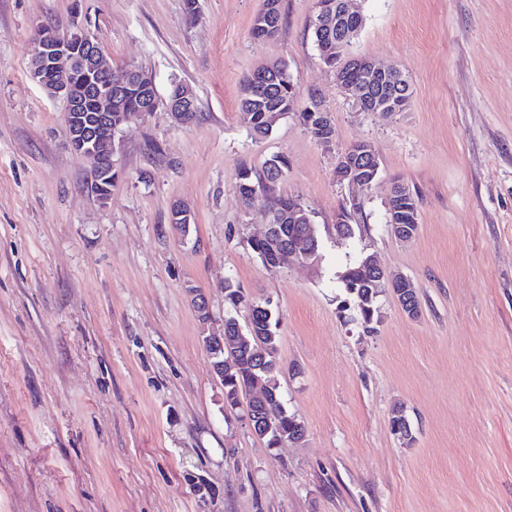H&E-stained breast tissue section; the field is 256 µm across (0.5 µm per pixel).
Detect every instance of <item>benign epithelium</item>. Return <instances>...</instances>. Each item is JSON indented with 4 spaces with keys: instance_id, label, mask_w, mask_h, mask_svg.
<instances>
[{
    "instance_id": "7a95c632",
    "label": "benign epithelium",
    "mask_w": 512,
    "mask_h": 512,
    "mask_svg": "<svg viewBox=\"0 0 512 512\" xmlns=\"http://www.w3.org/2000/svg\"><path fill=\"white\" fill-rule=\"evenodd\" d=\"M350 11L343 0L336 2V11L328 9V5H318L317 26L321 29L332 27L342 15ZM84 73L90 82L89 90L95 96V111H81V101L72 96L73 80L78 73ZM365 82L357 86H349L346 94L358 104L363 100L369 102L372 112L391 114L397 111L393 98H369V89L373 86L382 87L398 78L402 70L396 65L383 66L371 60L364 66ZM112 74L104 57L103 50L97 39L86 32L80 34H64L57 28H49L47 24L35 26L31 38L29 59L30 78L45 89L50 95L61 97L66 101L65 122L68 143L76 154L83 157L89 164L87 190L99 204L105 205L110 195L99 191L103 180L112 179L115 170L114 157L120 146L118 133L112 131V88L104 90L92 81V78ZM194 100L190 87H184L176 98L167 104V110L179 124L186 123L188 112L193 110ZM369 163L372 170H378L381 159L368 141H359L347 150L339 153L335 176L340 183L368 190L372 187L376 176L365 180L358 173L357 165ZM280 250L288 251V263L307 266L314 253L308 237L303 236ZM240 341L238 336H226L224 332H212L206 338V344L216 351L233 350Z\"/></svg>"
}]
</instances>
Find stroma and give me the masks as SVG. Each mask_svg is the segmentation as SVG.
I'll list each match as a JSON object with an SVG mask.
<instances>
[{"instance_id":"obj_1","label":"stroma","mask_w":512,"mask_h":512,"mask_svg":"<svg viewBox=\"0 0 512 512\" xmlns=\"http://www.w3.org/2000/svg\"><path fill=\"white\" fill-rule=\"evenodd\" d=\"M261 0H0V512H512V0H355L345 49L400 65L409 110L361 111L313 41L316 0H283L272 39L251 36ZM81 26L113 67L194 90L199 116L165 105L127 124L108 204L86 189L66 104L28 76L37 22ZM285 61L298 105L317 95L333 150L295 115L255 140L240 80ZM372 142L371 189L337 182L336 159ZM288 160L281 194L314 214L321 256L272 269L247 240L258 205L241 168ZM419 198L408 243L386 224L395 182ZM364 204L354 238L332 230ZM187 202L188 236L170 223ZM375 255L412 279L421 311L391 293L372 332L345 322L338 279ZM279 319L276 359L302 443L266 447L224 406L202 338L222 327L225 279ZM201 287L202 324L188 286ZM403 408L414 440L392 434Z\"/></svg>"}]
</instances>
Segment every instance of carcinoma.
<instances>
[{"instance_id": "cac0c4a2", "label": "carcinoma", "mask_w": 512, "mask_h": 512, "mask_svg": "<svg viewBox=\"0 0 512 512\" xmlns=\"http://www.w3.org/2000/svg\"><path fill=\"white\" fill-rule=\"evenodd\" d=\"M266 2L268 0H261V7L253 19L252 36L256 39L275 37L285 20L280 6L273 18H267ZM323 63L334 72L336 83L342 88L363 81V66L356 58L347 63L336 57L325 58ZM153 93V89L128 77L126 69L113 72L112 97L115 103L112 106V129L120 130L136 118ZM296 98L295 85L286 62L275 61L250 73L242 81L238 98V109L248 134L254 139L269 136L275 126L270 121L272 113L286 115L294 111ZM281 170H288V160L284 156H275L266 162L258 176L247 168L242 169L237 182L239 194L251 198L258 193L262 195L260 213L268 223L278 226L277 238H293L306 232L316 247H321L318 230L303 229L291 218L292 209L303 205V202L277 193V174ZM359 212L361 204L355 201L341 207L338 217L346 219V222L337 224V233L346 238L352 237L354 230L350 229V224ZM363 261L364 258L358 257L350 262L340 278L348 295L343 310L354 309L361 325L368 329L379 320V297L385 282L381 280V272L367 269ZM224 299L234 311L241 308L247 311L242 322L232 315L224 317L228 333L232 336L242 333L250 337V343L235 350L232 364L224 363V405L234 412H241L245 407L251 409L261 422L255 428V434L265 441L267 447L279 448L298 431L305 430L303 422L286 409L282 399L278 367L274 360L279 341V317L270 302L247 299L239 286L228 278L224 280ZM257 378L265 382L266 392L265 399L255 403L251 399V388Z\"/></svg>"}]
</instances>
